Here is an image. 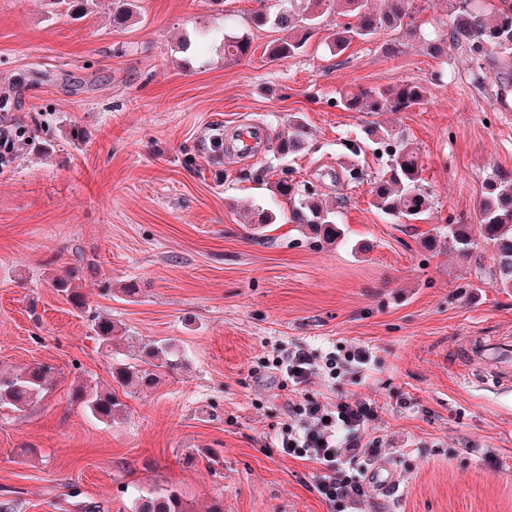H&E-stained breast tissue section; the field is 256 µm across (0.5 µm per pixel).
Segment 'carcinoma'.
Wrapping results in <instances>:
<instances>
[{"instance_id":"1","label":"carcinoma","mask_w":512,"mask_h":512,"mask_svg":"<svg viewBox=\"0 0 512 512\" xmlns=\"http://www.w3.org/2000/svg\"><path fill=\"white\" fill-rule=\"evenodd\" d=\"M249 23L257 28L272 26L285 36L268 44V59L278 61L293 58L305 52L310 40L322 30L327 8L336 6L348 21L336 25L328 35L329 48L336 54L345 52L355 42L371 40L382 30L401 32L411 41L417 36L413 18V0H385V9L375 12L369 0H296L297 6L280 8L275 12L265 6L267 0H257ZM51 13L73 20L85 17L93 7V0H49ZM140 16L137 0H122L112 13V25L124 28ZM451 42L470 58L469 80L478 90H486V70H496L495 98L506 103L512 94V0H457L448 31L435 40L422 42L428 54L440 52L441 41ZM251 54V41L246 35H224V60L238 61ZM426 86L405 81L394 86L371 90H345L338 93L337 106L348 112H404L414 106L428 103ZM367 138H376L388 147L386 163L380 177L373 182L371 205L394 220L411 223L422 221L430 207V195L424 188L418 154L409 144L396 139L392 131L383 128L368 129ZM308 129L300 116L293 117L286 136L272 139L271 151L281 160L299 155L306 147ZM221 128L212 129L208 136L211 159L224 157L221 149ZM273 195L280 203L289 205L284 213L287 223L295 224L316 245L331 244L342 235L336 211L328 207L318 193L300 189L292 179L282 177L275 182ZM490 244L495 256V280L500 288H512V172H498L489 179L485 191L475 205L471 224H450L446 239L429 233L423 238V247L435 251L445 245L466 254L478 241ZM83 268L74 267L68 275L52 280L56 291L66 295L77 308L86 305V295L76 284ZM92 329L99 344L112 345L118 325L110 318H94ZM138 348L135 362L112 366V380L121 391L99 390L82 382L72 390V401L85 406L90 414L108 423L124 410L119 393L129 389L152 387L160 376V369L174 371L182 365L174 358L172 346L161 340H143L128 337ZM53 367L34 364L17 373L0 375V408L21 411L44 398L53 387ZM138 512H194L183 496L175 491L154 498H146L138 505Z\"/></svg>"}]
</instances>
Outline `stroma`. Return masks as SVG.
I'll list each match as a JSON object with an SVG mask.
<instances>
[{
    "label": "stroma",
    "instance_id": "obj_1",
    "mask_svg": "<svg viewBox=\"0 0 512 512\" xmlns=\"http://www.w3.org/2000/svg\"><path fill=\"white\" fill-rule=\"evenodd\" d=\"M113 0L78 21L46 0H0V130L31 146L0 159V374L54 367L51 392L26 411L0 409V503L13 512H134L141 496L178 490L195 512H329L317 463L283 455L290 402L369 404L361 432L399 486L367 482L346 512H512V384L468 368L474 338L512 342V288H498L491 247L425 251L428 232L471 223L494 171H512V103L475 89L453 45L430 55L383 30L343 54L324 34L304 54L269 60L279 33L249 26L255 0H140L138 24L112 25ZM252 53L224 59V37ZM404 81L429 102L405 112H348L339 91ZM309 148L290 179L316 188L343 217L317 247L292 224L266 236L246 226L271 202L273 158L232 137L259 126L287 133L294 115ZM224 127L223 165L202 148ZM85 130V143L67 137ZM392 129L417 151L431 209L401 223L371 205L385 158L368 147L348 184L350 140ZM266 169L264 183L252 180ZM87 305L53 288L82 260ZM137 281L135 299L121 295ZM122 335L99 348L92 315ZM169 341L182 369L124 397L110 423L73 403L78 382L107 389L127 337ZM343 346L367 365L293 387L265 367L273 348L322 356Z\"/></svg>",
    "mask_w": 512,
    "mask_h": 512
}]
</instances>
